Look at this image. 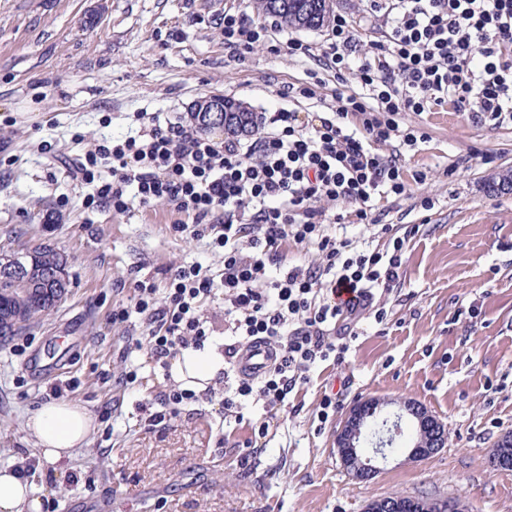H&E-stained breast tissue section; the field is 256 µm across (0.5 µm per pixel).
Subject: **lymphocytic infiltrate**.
<instances>
[{
  "label": "lymphocytic infiltrate",
  "instance_id": "obj_1",
  "mask_svg": "<svg viewBox=\"0 0 512 512\" xmlns=\"http://www.w3.org/2000/svg\"><path fill=\"white\" fill-rule=\"evenodd\" d=\"M221 23L224 46L238 58L282 31L240 13ZM285 45L337 78L354 76L358 90L336 92L317 112L263 115L251 140L216 142L179 116L136 112L135 134L103 140L75 165L76 177L96 186L88 204L124 212L134 199L168 200L190 218L176 232L222 251L221 275L193 263L171 270L165 292L139 282L133 304L113 308L112 320H139L144 334L133 352L165 369L210 341L205 310L223 300L228 419L252 399L284 406L313 366L344 362L363 319L383 318L373 304L399 279L406 240L381 224L378 204L406 195L401 149L418 141L400 114L450 101L512 119V0H365L361 17L334 16L325 46ZM340 204L358 223L380 227L385 249L341 234ZM288 240L316 246L320 262L283 263L278 248ZM257 343L272 363L252 377L238 358ZM133 352L123 355L125 384L138 378ZM211 398L169 387L145 403L146 422L162 424L180 405Z\"/></svg>",
  "mask_w": 512,
  "mask_h": 512
}]
</instances>
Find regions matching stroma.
I'll use <instances>...</instances> for the list:
<instances>
[{
	"label": "stroma",
	"instance_id": "35a3bbf8",
	"mask_svg": "<svg viewBox=\"0 0 512 512\" xmlns=\"http://www.w3.org/2000/svg\"><path fill=\"white\" fill-rule=\"evenodd\" d=\"M228 8L256 15L253 0H0V252L53 245L70 277L52 313L0 345V467L32 463L41 512H362L395 493L512 512V470L487 464L512 431V190L492 187L512 168V122L444 105L403 113L427 139L402 150L410 195L384 204L397 233L419 227L400 281L381 299L383 322L366 319L346 361L313 369L286 406L250 401L228 424L218 403H192L148 429L141 406L167 388L164 370L149 362L119 385L130 329L113 307L137 281L164 289L168 269L197 261L217 273L224 256L175 233L185 217L169 201L85 206L92 186L61 162L125 135L130 112L186 114L212 95L281 107L277 86L302 82L313 61L270 42L231 57L218 23ZM57 383L94 428L53 467L39 464L26 422ZM327 392L344 409L413 398L447 424L448 445L412 463L398 448L355 482L332 444L340 415L318 418Z\"/></svg>",
	"mask_w": 512,
	"mask_h": 512
}]
</instances>
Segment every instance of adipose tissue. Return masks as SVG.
Listing matches in <instances>:
<instances>
[{
    "label": "adipose tissue",
    "mask_w": 512,
    "mask_h": 512,
    "mask_svg": "<svg viewBox=\"0 0 512 512\" xmlns=\"http://www.w3.org/2000/svg\"><path fill=\"white\" fill-rule=\"evenodd\" d=\"M224 369V357L214 348L187 350L172 363L175 381H192L196 390L213 384ZM93 420L82 408L68 402H49L27 421L46 464L55 466L71 458L87 441ZM41 500L30 482L18 473L0 469V512H40Z\"/></svg>",
    "instance_id": "obj_1"
}]
</instances>
